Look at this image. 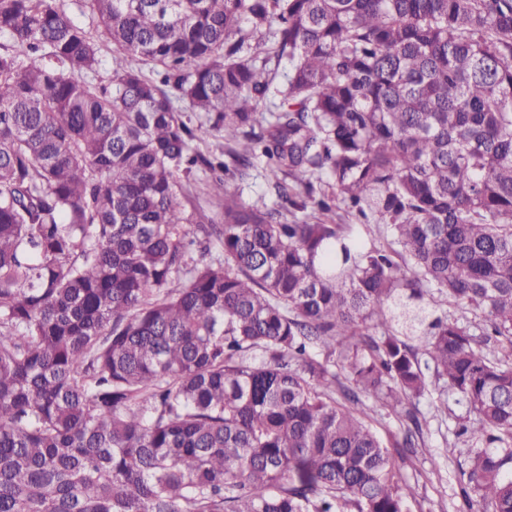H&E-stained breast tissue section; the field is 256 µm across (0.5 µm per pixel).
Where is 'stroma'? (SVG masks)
<instances>
[{
  "label": "stroma",
  "mask_w": 512,
  "mask_h": 512,
  "mask_svg": "<svg viewBox=\"0 0 512 512\" xmlns=\"http://www.w3.org/2000/svg\"><path fill=\"white\" fill-rule=\"evenodd\" d=\"M370 423L391 453H398L412 420H419L421 433L414 454L399 466L410 488L409 512H461L463 470L474 452L471 442L459 433L466 409L444 381H434L428 392L413 401L409 413L372 407Z\"/></svg>",
  "instance_id": "stroma-1"
}]
</instances>
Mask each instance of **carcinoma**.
Masks as SVG:
<instances>
[{
	"mask_svg": "<svg viewBox=\"0 0 512 512\" xmlns=\"http://www.w3.org/2000/svg\"><path fill=\"white\" fill-rule=\"evenodd\" d=\"M90 2L108 87L57 0H0V512H408L363 399L430 369L466 512H512V0ZM258 152L276 208L229 185ZM207 177L203 172H197L189 180L181 179V187L177 191V200L185 206L186 210L193 208L204 210L208 215L213 216V210L204 194V184ZM437 316L456 319L461 325L468 327L471 333L475 335V341L478 344H481L484 338V336H482L484 326L482 319L476 316L473 312L456 309L452 306L444 305L440 308L435 309V311L433 312V317Z\"/></svg>",
	"mask_w": 512,
	"mask_h": 512,
	"instance_id": "carcinoma-1",
	"label": "carcinoma"
}]
</instances>
